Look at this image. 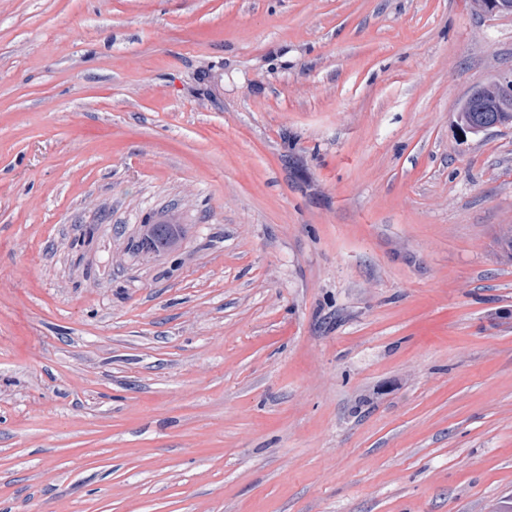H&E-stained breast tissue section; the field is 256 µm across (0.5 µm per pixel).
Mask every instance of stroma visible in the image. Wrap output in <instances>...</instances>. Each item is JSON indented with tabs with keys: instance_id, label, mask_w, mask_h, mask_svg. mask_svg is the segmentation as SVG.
I'll return each instance as SVG.
<instances>
[{
	"instance_id": "obj_1",
	"label": "stroma",
	"mask_w": 512,
	"mask_h": 512,
	"mask_svg": "<svg viewBox=\"0 0 512 512\" xmlns=\"http://www.w3.org/2000/svg\"><path fill=\"white\" fill-rule=\"evenodd\" d=\"M506 71L472 0H0V512H512ZM492 93L494 104L504 109L506 112H488L485 110L484 105L480 102L474 105V112H466L463 120L473 125H480L486 122L498 123L500 126L512 125V72L502 74L497 80L488 86ZM462 115L458 113V122L463 129L477 133L480 131H487L492 127H484L481 129H474L466 124H463Z\"/></svg>"
}]
</instances>
